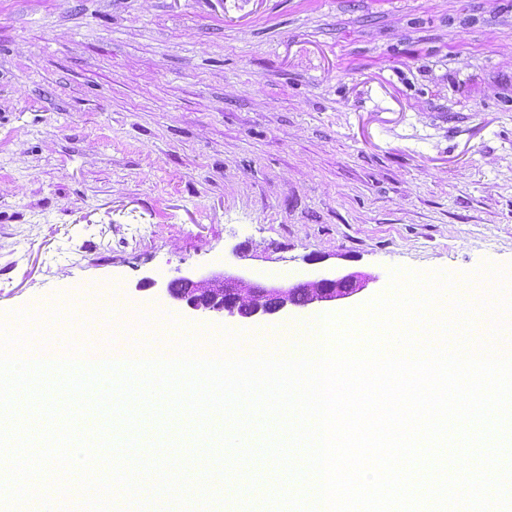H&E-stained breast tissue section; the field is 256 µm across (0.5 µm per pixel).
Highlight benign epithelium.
<instances>
[{
    "label": "benign epithelium",
    "mask_w": 512,
    "mask_h": 512,
    "mask_svg": "<svg viewBox=\"0 0 512 512\" xmlns=\"http://www.w3.org/2000/svg\"><path fill=\"white\" fill-rule=\"evenodd\" d=\"M365 287L354 274L331 270L313 273L309 279L292 286H262L233 271L206 275H181L166 283L168 295L192 314L210 318H264L291 306L349 299Z\"/></svg>",
    "instance_id": "obj_1"
}]
</instances>
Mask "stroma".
I'll return each instance as SVG.
<instances>
[{"label": "stroma", "instance_id": "1", "mask_svg": "<svg viewBox=\"0 0 512 512\" xmlns=\"http://www.w3.org/2000/svg\"><path fill=\"white\" fill-rule=\"evenodd\" d=\"M311 258L365 289L220 321L160 288ZM486 264L512 273V0H0V322L265 343Z\"/></svg>", "mask_w": 512, "mask_h": 512}]
</instances>
